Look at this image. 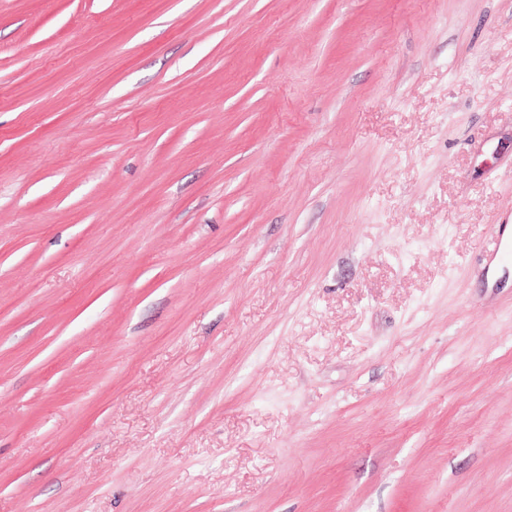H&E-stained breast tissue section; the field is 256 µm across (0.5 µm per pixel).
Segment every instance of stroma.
Returning a JSON list of instances; mask_svg holds the SVG:
<instances>
[{
	"label": "stroma",
	"instance_id": "35a3bbf8",
	"mask_svg": "<svg viewBox=\"0 0 512 512\" xmlns=\"http://www.w3.org/2000/svg\"><path fill=\"white\" fill-rule=\"evenodd\" d=\"M512 0H0V512H512Z\"/></svg>",
	"mask_w": 512,
	"mask_h": 512
}]
</instances>
